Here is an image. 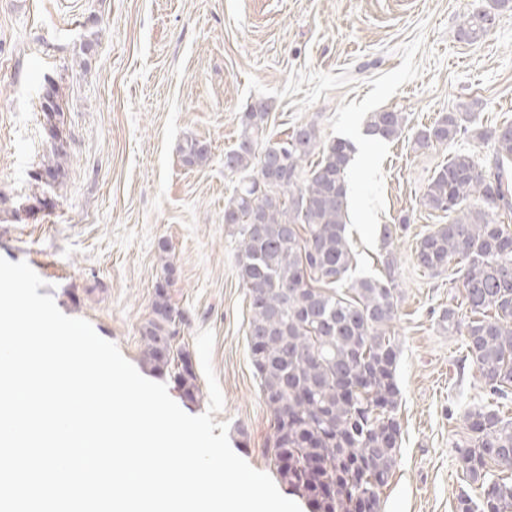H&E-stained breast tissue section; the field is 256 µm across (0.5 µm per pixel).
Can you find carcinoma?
<instances>
[{
    "label": "carcinoma",
    "mask_w": 512,
    "mask_h": 512,
    "mask_svg": "<svg viewBox=\"0 0 512 512\" xmlns=\"http://www.w3.org/2000/svg\"><path fill=\"white\" fill-rule=\"evenodd\" d=\"M475 42L487 35L480 13L460 28ZM60 88L51 84L42 111L52 140L45 178L64 176L67 151L58 138ZM472 105L441 113L417 131L420 147L446 145L467 132ZM271 105L258 99L240 118L236 143L224 152V170L238 185L224 204V224L237 239L238 277L249 299L248 345L260 395L273 416L270 440L276 474L310 512H380V489L398 465L399 347L391 328L398 314L394 261L386 277L352 278L347 235L348 167L354 145L322 144L314 123L285 139L267 136ZM406 117L370 113L367 133L399 137ZM494 148L479 159L457 153L436 169L423 206L448 214L424 235L417 264L439 273L453 262L466 315L442 310L439 323L462 340L490 402L468 407L471 435L455 445L463 477L456 512H512V418L494 404L512 399V123L488 133ZM185 162L198 165L206 148L190 139ZM170 265L155 287L151 317L141 329V360L169 374L182 396L195 402L200 388L189 353L174 347L185 315L172 303Z\"/></svg>",
    "instance_id": "cac0c4a2"
}]
</instances>
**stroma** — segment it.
<instances>
[{"label":"stroma","mask_w":512,"mask_h":512,"mask_svg":"<svg viewBox=\"0 0 512 512\" xmlns=\"http://www.w3.org/2000/svg\"><path fill=\"white\" fill-rule=\"evenodd\" d=\"M497 24L468 43L469 13ZM60 88L71 155L62 183L36 177L49 154L41 97ZM272 110L267 134L315 122L321 141L356 147L347 234L353 276L394 261L400 293L393 331L400 356V461L380 492L382 512H455L464 481L454 460L468 433L463 411L485 390L440 312L461 302L457 265L418 267L420 239L446 217L422 193L457 152L490 155L483 131L512 123V9L495 0H0V257L28 263L62 313L85 319L139 364L164 261L187 318L177 345L196 354L215 334L212 366L224 397L214 421L233 451L274 474L271 412L248 352L249 307L237 275L224 203L237 183L224 169L252 100ZM478 101L468 136L417 148L414 135L459 103ZM407 118L396 139L364 133L368 113ZM190 139L206 162L183 163ZM48 207L31 209L34 196ZM407 229L383 243L385 224ZM169 253H162L161 244Z\"/></svg>","instance_id":"obj_1"}]
</instances>
